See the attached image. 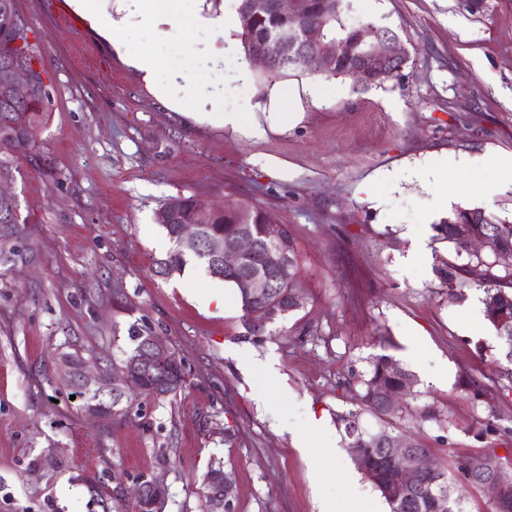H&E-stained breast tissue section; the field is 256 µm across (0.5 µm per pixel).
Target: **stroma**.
<instances>
[{"mask_svg":"<svg viewBox=\"0 0 512 512\" xmlns=\"http://www.w3.org/2000/svg\"><path fill=\"white\" fill-rule=\"evenodd\" d=\"M191 4L181 0L165 42L126 36L151 49L160 73L193 56ZM17 9L54 91L37 136L47 166H19V254L0 263V512H113L118 474L161 478L164 512H318L322 497L333 512H356L380 494L333 420L352 406L350 374L380 353L415 375L413 407L436 412L403 414L405 437L440 459L487 448L512 456V395L489 406L463 385H488L512 363L472 315L478 290L450 305L433 272L449 250L433 228L443 194L512 221V184L471 163L512 157V0H346V25L370 20L399 35L403 80L365 88L294 67L279 86L318 84L322 99L261 141L167 109L69 0ZM445 156L456 169L434 173ZM487 184L494 192L479 194ZM176 195L257 204L287 224L301 309L253 333L239 302L206 303L210 276L198 262L157 275L173 244L154 215ZM418 232L428 250L409 265ZM132 327L183 360L186 383L131 420L88 418L54 380L56 359L75 352L105 365L130 349ZM270 353L286 393L262 407L269 378L244 375L239 361ZM313 415L330 423L321 444L336 453L335 478L321 482L293 440ZM215 470L231 480V499L214 493Z\"/></svg>","mask_w":512,"mask_h":512,"instance_id":"stroma-1","label":"stroma"}]
</instances>
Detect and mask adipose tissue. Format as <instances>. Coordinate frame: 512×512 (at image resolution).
Instances as JSON below:
<instances>
[{"instance_id": "1", "label": "adipose tissue", "mask_w": 512, "mask_h": 512, "mask_svg": "<svg viewBox=\"0 0 512 512\" xmlns=\"http://www.w3.org/2000/svg\"><path fill=\"white\" fill-rule=\"evenodd\" d=\"M73 9L91 24L97 25L111 38L112 49L127 66L138 72L149 92L170 110L200 124L237 133L252 140L264 139L268 133L281 131L301 121L304 102H318L322 89L318 85L281 90L272 86L267 103L245 98L232 109L224 106L228 83L247 79V62H240L233 72H226L227 57L239 55L238 18L226 5L213 0H195L190 18L193 30L205 33L197 48L195 64L206 66L216 79L212 84H196L189 76L175 72L169 79L157 76L153 57L131 48L122 39L125 31L164 36L175 25L179 13L178 0H70Z\"/></svg>"}]
</instances>
